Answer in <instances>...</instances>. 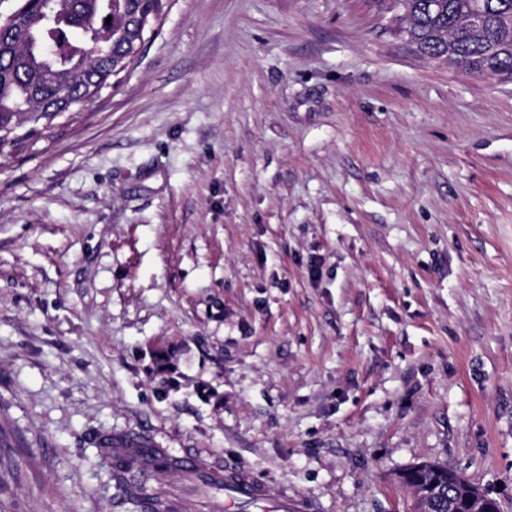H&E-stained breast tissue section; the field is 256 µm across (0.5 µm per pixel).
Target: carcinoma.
Instances as JSON below:
<instances>
[{"label": "carcinoma", "instance_id": "cac0c4a2", "mask_svg": "<svg viewBox=\"0 0 512 512\" xmlns=\"http://www.w3.org/2000/svg\"><path fill=\"white\" fill-rule=\"evenodd\" d=\"M162 0H34L0 27V144H19L15 130L34 109L35 121L75 112L124 72L138 53L142 17L159 14ZM404 32L429 60L448 57L476 74L512 76V0H394ZM484 27L464 24L477 9ZM112 478L129 501L157 512L145 486L123 465Z\"/></svg>", "mask_w": 512, "mask_h": 512}]
</instances>
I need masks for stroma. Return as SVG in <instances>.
<instances>
[{
  "label": "stroma",
  "instance_id": "obj_1",
  "mask_svg": "<svg viewBox=\"0 0 512 512\" xmlns=\"http://www.w3.org/2000/svg\"><path fill=\"white\" fill-rule=\"evenodd\" d=\"M412 512L430 461L512 512V81L379 0H163L135 60L0 153V512H132L103 441Z\"/></svg>",
  "mask_w": 512,
  "mask_h": 512
}]
</instances>
